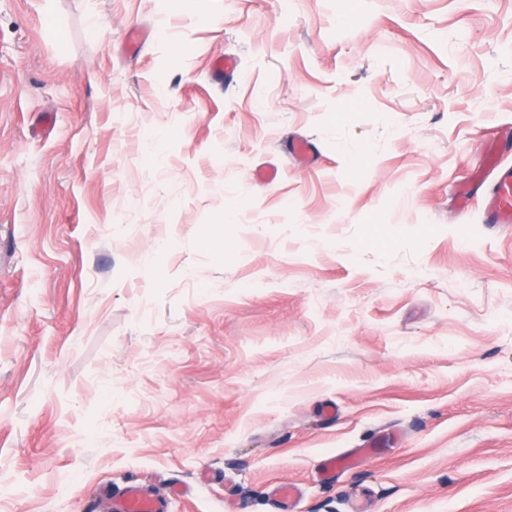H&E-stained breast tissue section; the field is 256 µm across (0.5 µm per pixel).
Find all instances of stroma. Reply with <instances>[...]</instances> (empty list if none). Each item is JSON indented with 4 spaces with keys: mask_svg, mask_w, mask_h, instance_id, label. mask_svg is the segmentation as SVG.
I'll return each instance as SVG.
<instances>
[{
    "mask_svg": "<svg viewBox=\"0 0 512 512\" xmlns=\"http://www.w3.org/2000/svg\"><path fill=\"white\" fill-rule=\"evenodd\" d=\"M491 143L512 0H0V512H512ZM166 496L131 490L116 498L114 512H166Z\"/></svg>",
    "mask_w": 512,
    "mask_h": 512,
    "instance_id": "1",
    "label": "stroma"
}]
</instances>
